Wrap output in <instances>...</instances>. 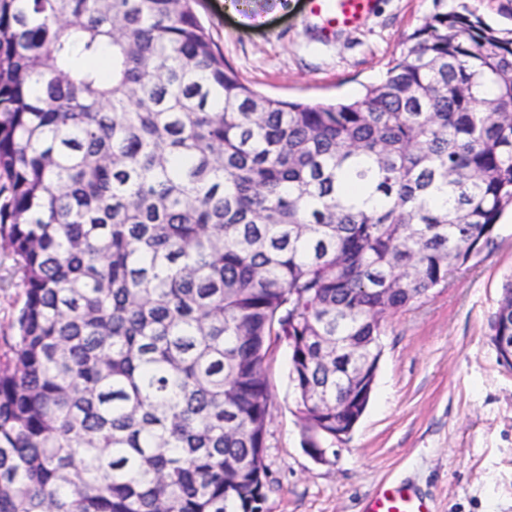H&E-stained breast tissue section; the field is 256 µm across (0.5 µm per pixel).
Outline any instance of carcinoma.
<instances>
[{
    "label": "carcinoma",
    "mask_w": 512,
    "mask_h": 512,
    "mask_svg": "<svg viewBox=\"0 0 512 512\" xmlns=\"http://www.w3.org/2000/svg\"><path fill=\"white\" fill-rule=\"evenodd\" d=\"M0 179V512H261L272 342L302 430H349L384 317L512 209V29L435 0L312 104L245 83L192 0H0ZM490 329L512 363V277ZM13 262L0 248V358L9 355V345L16 336V320L24 303L21 288L16 286Z\"/></svg>",
    "instance_id": "1"
}]
</instances>
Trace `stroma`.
<instances>
[{
	"label": "stroma",
	"instance_id": "35a3bbf8",
	"mask_svg": "<svg viewBox=\"0 0 512 512\" xmlns=\"http://www.w3.org/2000/svg\"><path fill=\"white\" fill-rule=\"evenodd\" d=\"M194 10L241 77L296 101L355 99L382 79L405 34L434 0H378L359 27L323 35L311 0H250L240 21L224 0ZM13 262L0 249V358L24 303ZM512 277V218L492 244L422 303L388 316L370 403L326 462L305 451L289 379L290 349L264 363L271 393L264 453V512H360L382 482L411 477L436 512H512V368L490 341V320Z\"/></svg>",
	"mask_w": 512,
	"mask_h": 512
}]
</instances>
